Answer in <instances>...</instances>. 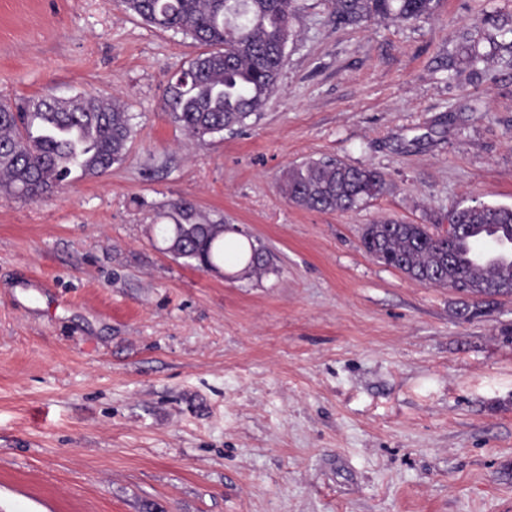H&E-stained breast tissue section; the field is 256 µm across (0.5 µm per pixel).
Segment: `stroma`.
Returning a JSON list of instances; mask_svg holds the SVG:
<instances>
[{
    "mask_svg": "<svg viewBox=\"0 0 512 512\" xmlns=\"http://www.w3.org/2000/svg\"><path fill=\"white\" fill-rule=\"evenodd\" d=\"M299 4L278 92L199 147L161 108L190 38L120 0H0V100L114 95L134 132L103 175L0 196V512H512V297L465 317L361 241L512 206V0L360 27ZM318 158L385 190L288 202ZM178 198L276 272L166 253ZM385 189L376 169L336 160H309L290 169L282 192L289 202L316 211H352Z\"/></svg>",
    "mask_w": 512,
    "mask_h": 512,
    "instance_id": "1",
    "label": "stroma"
}]
</instances>
